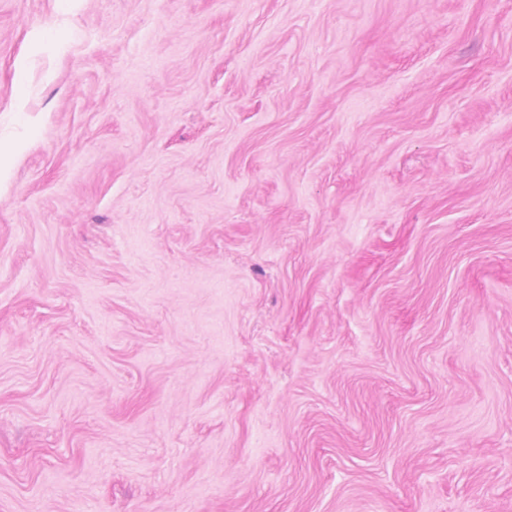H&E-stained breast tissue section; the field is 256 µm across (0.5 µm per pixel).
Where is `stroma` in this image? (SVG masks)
I'll return each mask as SVG.
<instances>
[{"label": "stroma", "instance_id": "1", "mask_svg": "<svg viewBox=\"0 0 512 512\" xmlns=\"http://www.w3.org/2000/svg\"><path fill=\"white\" fill-rule=\"evenodd\" d=\"M0 512H512V0H0Z\"/></svg>", "mask_w": 512, "mask_h": 512}]
</instances>
